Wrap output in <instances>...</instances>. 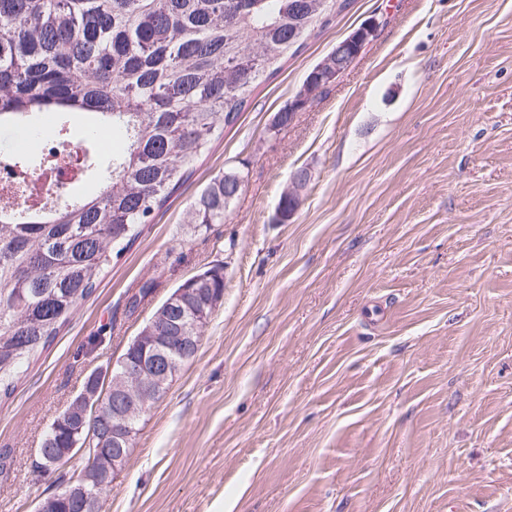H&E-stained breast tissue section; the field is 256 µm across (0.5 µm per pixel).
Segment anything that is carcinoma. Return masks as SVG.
<instances>
[{
  "instance_id": "obj_1",
  "label": "carcinoma",
  "mask_w": 512,
  "mask_h": 512,
  "mask_svg": "<svg viewBox=\"0 0 512 512\" xmlns=\"http://www.w3.org/2000/svg\"><path fill=\"white\" fill-rule=\"evenodd\" d=\"M349 0H0V125L34 126L58 115L55 137L83 117L110 126L121 146L107 154L88 136L92 156L82 178L97 189H57L54 205L30 203L25 180L13 181L0 208V389L9 393L22 365L46 350L112 267L113 250L131 247L142 227L195 173L251 95L275 77L317 28ZM242 183L224 172L200 192L183 223H224V189ZM183 301L163 302L157 335L177 348L178 326L209 317L224 297V270L210 269ZM93 447H112V391L102 394ZM42 445L61 467L91 427L81 407H66Z\"/></svg>"
}]
</instances>
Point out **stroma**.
<instances>
[{
    "instance_id": "obj_1",
    "label": "stroma",
    "mask_w": 512,
    "mask_h": 512,
    "mask_svg": "<svg viewBox=\"0 0 512 512\" xmlns=\"http://www.w3.org/2000/svg\"><path fill=\"white\" fill-rule=\"evenodd\" d=\"M371 20L354 65L274 129ZM300 169L301 205L277 223ZM227 170L244 185L223 223H184ZM216 265L223 303L100 512H512V0H352L259 86L0 398V512H35L55 415Z\"/></svg>"
}]
</instances>
